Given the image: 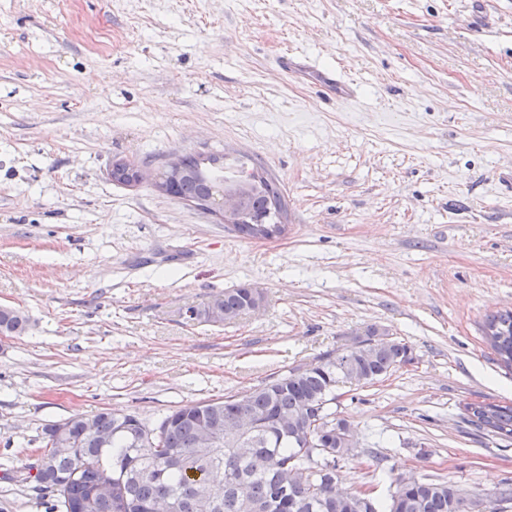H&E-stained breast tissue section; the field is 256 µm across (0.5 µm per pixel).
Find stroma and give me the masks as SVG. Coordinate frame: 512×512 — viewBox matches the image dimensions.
<instances>
[{"instance_id": "stroma-1", "label": "stroma", "mask_w": 512, "mask_h": 512, "mask_svg": "<svg viewBox=\"0 0 512 512\" xmlns=\"http://www.w3.org/2000/svg\"><path fill=\"white\" fill-rule=\"evenodd\" d=\"M336 69L327 100L280 58ZM260 166L288 229L244 239L115 160ZM251 284L261 308L185 319ZM0 512H51L21 476L48 424L147 423L263 386L376 327L414 363L332 405L359 443L345 491L398 475L494 501L512 441L466 404L512 402L483 337L512 310V0H0ZM17 311L20 315H24L21 310L17 309ZM28 322V318L25 315L22 317L16 315L12 308L0 307L1 336H5V334L6 336H21L26 332Z\"/></svg>"}]
</instances>
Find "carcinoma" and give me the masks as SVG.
Here are the masks:
<instances>
[{"label":"carcinoma","instance_id":"1","mask_svg":"<svg viewBox=\"0 0 512 512\" xmlns=\"http://www.w3.org/2000/svg\"><path fill=\"white\" fill-rule=\"evenodd\" d=\"M183 174L166 193L195 202L224 179V154H186ZM239 181L246 220L235 226L244 238L273 239L285 233L284 196L277 182L257 166L240 164ZM261 289L244 284L224 290L201 307H190V320L222 324L263 303ZM28 318L0 307V332L20 336ZM369 327L364 347L336 351L317 363L289 369L275 380L243 394L181 405L150 425L136 415L103 411L87 418L73 414L64 424L44 429L43 447L28 467L27 478L51 490L59 512H508L512 484L497 492L498 507L451 482L422 478L407 482L399 475L385 502H364L356 494L336 491V470L351 457L338 446L336 412L330 404L341 382L365 387L412 362L409 345L374 339ZM484 335L499 362L512 370V311L490 315ZM471 422L500 440L512 439V403L466 405ZM251 419L255 426L231 447L224 434L210 446L202 444L201 428ZM64 429L72 448H54L57 430ZM328 448V458L305 462L299 481L292 466L308 442ZM243 484L248 505L236 504Z\"/></svg>","mask_w":512,"mask_h":512}]
</instances>
